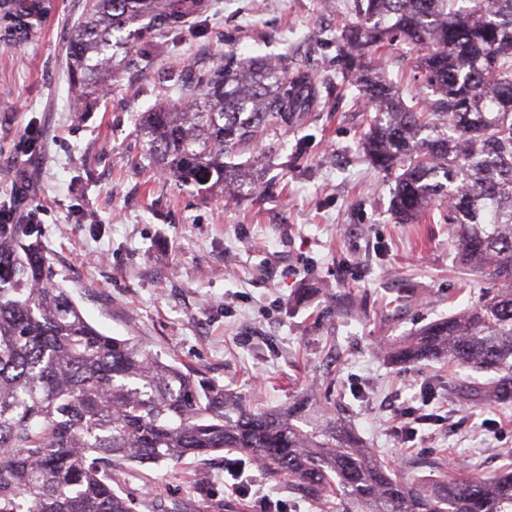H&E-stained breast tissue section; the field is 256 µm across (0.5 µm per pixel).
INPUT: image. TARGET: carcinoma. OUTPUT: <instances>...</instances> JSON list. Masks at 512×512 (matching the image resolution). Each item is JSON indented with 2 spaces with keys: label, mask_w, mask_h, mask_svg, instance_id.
Masks as SVG:
<instances>
[{
  "label": "carcinoma",
  "mask_w": 512,
  "mask_h": 512,
  "mask_svg": "<svg viewBox=\"0 0 512 512\" xmlns=\"http://www.w3.org/2000/svg\"><path fill=\"white\" fill-rule=\"evenodd\" d=\"M340 38L357 64L352 84L378 112L363 149L398 171L393 218L421 221L448 205L461 266L498 288L388 348L396 363L445 358L486 374L471 399L512 405V0H354ZM208 0H86L67 44L78 100L112 89L145 56L143 22L163 37L201 16ZM47 0H0L9 45L27 40ZM399 42L419 53L428 92L407 104L370 66ZM179 98L145 112L139 128L154 169L180 186L236 196L230 159L271 124L304 118L315 83L265 58L225 54L170 75ZM20 225L0 223V512H135L112 488L124 463L177 462L239 451L288 487L336 498L345 512H512V468L493 474L443 466L431 485L390 469L333 411L301 397L252 409L132 338L106 336L83 316L34 246L14 253Z\"/></svg>",
  "instance_id": "carcinoma-1"
}]
</instances>
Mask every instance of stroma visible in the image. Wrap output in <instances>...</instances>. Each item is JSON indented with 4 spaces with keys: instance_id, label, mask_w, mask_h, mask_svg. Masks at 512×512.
<instances>
[{
    "instance_id": "1",
    "label": "stroma",
    "mask_w": 512,
    "mask_h": 512,
    "mask_svg": "<svg viewBox=\"0 0 512 512\" xmlns=\"http://www.w3.org/2000/svg\"><path fill=\"white\" fill-rule=\"evenodd\" d=\"M178 33H144L146 61L124 68L107 96L74 105L66 44L85 0H55L38 38L0 44V205L34 211L56 281L105 335L136 338L162 359L202 372L255 407L297 397L344 411L378 457L426 484L441 463L485 472L512 465V408L474 406L449 387L470 370L431 359L403 367L382 351L419 328L475 304L484 277L463 271L450 245L448 209L431 220L391 218L390 175L362 149L375 112L343 86L336 31L352 0H210ZM271 57L314 79L300 124L268 126L239 156L253 189L222 194L155 177L138 132L142 112L175 99L167 72L217 64L225 52ZM374 67L404 100L419 92L416 54L387 47ZM33 141L20 155V140ZM438 416L413 441L397 419ZM249 497L224 486L220 454L123 467L115 490L136 512H336L307 499L243 456ZM207 473L206 490L195 484Z\"/></svg>"
}]
</instances>
